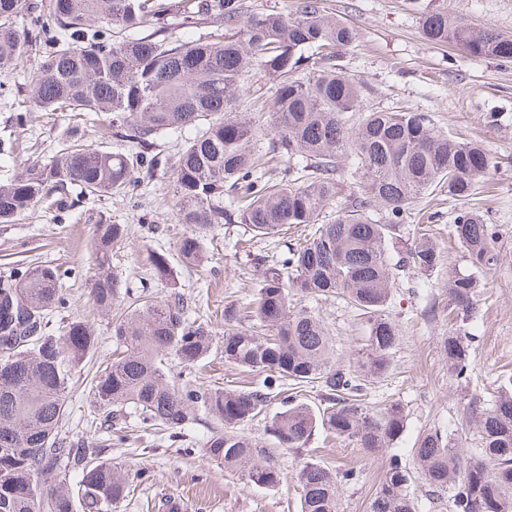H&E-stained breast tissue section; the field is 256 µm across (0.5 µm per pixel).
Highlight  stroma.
<instances>
[{
  "mask_svg": "<svg viewBox=\"0 0 512 512\" xmlns=\"http://www.w3.org/2000/svg\"><path fill=\"white\" fill-rule=\"evenodd\" d=\"M429 0H325L328 13L348 23L357 40L343 66L372 89L370 101L390 109L424 112L435 125L459 141L480 142L491 157L489 172L476 183L479 210L486 223L497 225L499 262L485 275L482 317L472 327L473 381L464 386L448 372L443 341L458 326L448 318V272H467L469 264L451 234L450 218L458 201L447 192L425 196L405 229L432 226L439 262L431 285L419 287L414 276L403 278L393 291L389 314L399 328V339L389 372L369 383L366 403L379 408L401 403L407 426L396 445L409 452L419 432L447 429L466 422L470 401L488 403L494 381L512 371V62L470 56L452 46L428 44L422 37V11ZM449 13L473 26H490L512 33V0H445ZM49 42L24 47L12 70L0 72V143L19 141L20 148L0 155V184L10 181L24 165L45 162L66 144L75 124L69 112H30L25 128L16 116L29 96V83ZM176 201L167 174L157 173L121 195L82 198L59 208L40 204L19 220L0 223V272L24 274L42 262L58 266L67 298L64 308L50 316V329L62 334L67 322L92 324L97 344L71 385L68 408L60 433L97 438L94 409L88 391L98 366L109 360L118 342L112 335L117 312L95 309L89 300L94 275V226L101 222L125 224L129 237L112 252L113 268L142 300H166L181 295L189 320L206 323L213 331L210 353L192 373L176 359L166 372L176 383L203 390L261 385L264 376L244 372L224 362V308L244 307L261 281L241 248L252 232L243 224L212 225L205 240L207 262L185 266L178 241L187 225L178 223ZM435 212L438 222L425 215ZM164 256L169 274L160 276L152 260ZM308 306L327 323L337 359L353 365L361 358L366 326L344 301L312 299ZM275 396L263 416L245 426L246 435L272 449L284 481L265 487L241 474L224 470L203 448L219 423L203 404H194L180 438L141 424L135 411L126 418L127 439L113 446V462L136 478L115 512H166L170 497L180 498L183 512H300L296 480L299 458L276 448L267 426L283 408ZM318 461L330 469L354 468L357 481L344 486L339 512H365L381 479L385 461L366 456L356 442H338L318 434L311 442Z\"/></svg>",
  "mask_w": 512,
  "mask_h": 512,
  "instance_id": "obj_1",
  "label": "stroma"
}]
</instances>
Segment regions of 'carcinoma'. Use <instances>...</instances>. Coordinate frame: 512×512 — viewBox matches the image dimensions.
<instances>
[{
    "label": "carcinoma",
    "instance_id": "cac0c4a2",
    "mask_svg": "<svg viewBox=\"0 0 512 512\" xmlns=\"http://www.w3.org/2000/svg\"><path fill=\"white\" fill-rule=\"evenodd\" d=\"M26 0H0V72L42 35L54 49L31 79L30 96L42 112H92L104 116L112 137L128 152L82 143L74 127L69 145L46 163L25 166L0 185V223H11L55 191L82 197L121 194L166 166L157 152L163 133H188L171 174L177 221L190 232L178 252L191 266L202 261L201 243L213 224L231 219L259 238H278L296 225L308 238L281 255L253 254L261 286L246 310L224 308V361L265 374L260 387L200 391L169 381L165 360L174 355L191 368L210 351L209 325L184 315V300L131 304L112 326L125 354L97 371L91 387L95 413L106 429L124 406L141 421L177 438L188 409L201 402L224 430L206 442L205 454L249 480L275 487L284 479L261 442L240 432L268 407L283 385L316 383L322 407L290 395L268 426L281 448L302 456L320 429L353 440L387 462L367 512H416L411 487L418 481L448 493L449 512H512V375L500 379L488 408L470 402L468 426L479 446L461 450L455 430L425 431L407 464L395 442L406 428L396 402L370 409L366 382L385 375L399 329L387 314L399 275L428 278L438 252L429 233L413 241L401 229L419 198L446 190L459 201L452 230L470 263L468 273L448 274V306L464 324L481 318L484 273L498 262V229L469 205L491 158L477 143L440 131L424 112L364 106L369 87L340 64L356 41L345 23L324 13L323 0H297L290 15L272 12L244 18L241 0H195L180 25L213 27L208 37L173 38L157 26L166 5L158 0H41L38 32L22 31ZM131 32L112 42V28ZM422 34L432 44H452L472 56L512 60V34L458 22L439 3L425 12ZM274 89L267 124L240 108L252 85ZM272 134L268 148L262 140ZM279 168L259 163L260 152ZM361 176V188L341 194L345 164ZM229 197V209L214 201ZM127 236L124 224L95 225L97 273L90 296L110 309L129 294L113 270L112 247ZM61 274L53 265L31 267L19 280L0 276V512H109L127 497L131 474L107 457L112 439L59 435L74 374L97 337L74 320L63 335L49 330L48 315L65 305ZM346 301L368 326L358 368L336 364L331 337L319 314L294 310L296 297ZM257 321L264 334L245 327ZM469 332L448 337V370L470 381ZM77 474L76 486L70 476ZM301 512H339L342 486L352 469L333 471L311 459L296 474Z\"/></svg>",
    "mask_w": 512,
    "mask_h": 512
}]
</instances>
